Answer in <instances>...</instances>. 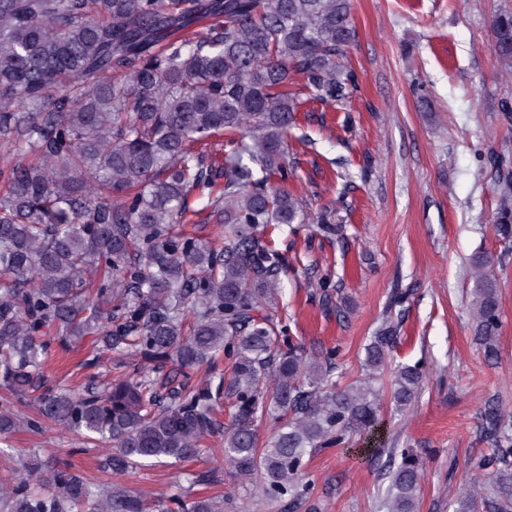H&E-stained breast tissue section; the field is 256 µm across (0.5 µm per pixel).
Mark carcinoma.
Returning a JSON list of instances; mask_svg holds the SVG:
<instances>
[{"mask_svg":"<svg viewBox=\"0 0 512 512\" xmlns=\"http://www.w3.org/2000/svg\"><path fill=\"white\" fill-rule=\"evenodd\" d=\"M211 19L206 34L189 27ZM494 53L512 60V12L492 21ZM351 0H0V441L45 422L112 443L100 467L123 475L150 459L194 461L224 439V464L250 494L288 508L311 498L304 457L379 421L376 376L394 326L365 347V378L333 379L332 354L309 356L278 327L288 259L270 224L337 232L284 184L288 130L305 104L345 109L358 90L348 53ZM206 201L224 245L185 235L190 199ZM497 231L512 237V191ZM475 340L497 353L500 308L488 257L473 260ZM96 337L133 369L75 392L47 385L50 330ZM224 357L229 374L217 369ZM206 366L205 378L193 374ZM421 368L393 369L389 400L412 404ZM33 395L36 415L11 399ZM233 399L232 423L215 418ZM278 423L259 446L261 422ZM391 512H416L417 452L388 456ZM496 469L490 512H512V438L473 469ZM0 512H223L214 497L170 503L86 481L48 461L25 465ZM479 480L455 500L475 512Z\"/></svg>","mask_w":512,"mask_h":512,"instance_id":"obj_1","label":"carcinoma"}]
</instances>
